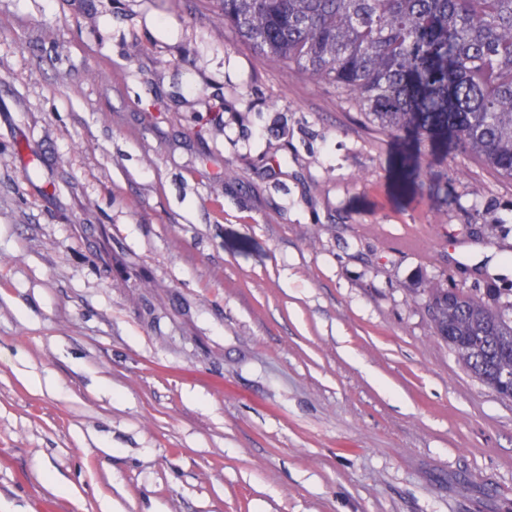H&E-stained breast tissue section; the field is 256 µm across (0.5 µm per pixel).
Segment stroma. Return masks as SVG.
<instances>
[{
  "label": "stroma",
  "mask_w": 512,
  "mask_h": 512,
  "mask_svg": "<svg viewBox=\"0 0 512 512\" xmlns=\"http://www.w3.org/2000/svg\"><path fill=\"white\" fill-rule=\"evenodd\" d=\"M217 4L0 0V505L512 512V400L427 308L512 301V179Z\"/></svg>",
  "instance_id": "obj_1"
}]
</instances>
